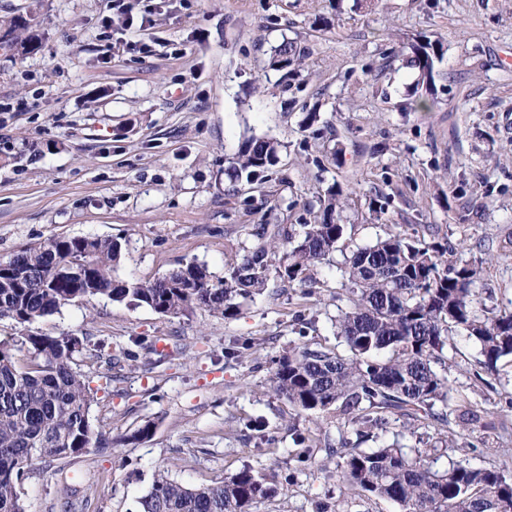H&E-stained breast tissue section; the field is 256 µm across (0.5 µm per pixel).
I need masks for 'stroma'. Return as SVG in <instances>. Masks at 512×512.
<instances>
[{"instance_id": "stroma-1", "label": "stroma", "mask_w": 512, "mask_h": 512, "mask_svg": "<svg viewBox=\"0 0 512 512\" xmlns=\"http://www.w3.org/2000/svg\"><path fill=\"white\" fill-rule=\"evenodd\" d=\"M144 29L119 0H0V34L29 25L34 51L0 50V258L59 237L118 240L119 277L152 280L196 262L215 275L250 247L252 224H311L343 190V241L309 288L271 275L236 315H165L78 299L0 340L71 335L94 391L90 419L118 446L40 462L20 484L25 512H134L154 474L192 487L245 468L278 495L257 512H400L318 466L334 419L297 412L270 387L275 357L333 347L347 291L336 267L389 231L447 245L475 268L483 302L512 310V0H141ZM111 28H103L104 18ZM294 42L290 65L273 48ZM441 47L431 90L417 89L413 44ZM252 137L280 142L263 180L229 167ZM380 215H373L374 207ZM141 343L138 360L108 369ZM238 357H230V350ZM477 345L448 340L455 403L433 468L466 460L512 477V362L483 375ZM263 417L262 444L245 423ZM151 435L124 445L144 424ZM303 432L305 444L294 441Z\"/></svg>"}]
</instances>
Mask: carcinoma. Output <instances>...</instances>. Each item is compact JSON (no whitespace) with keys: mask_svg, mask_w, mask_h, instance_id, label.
<instances>
[{"mask_svg":"<svg viewBox=\"0 0 512 512\" xmlns=\"http://www.w3.org/2000/svg\"><path fill=\"white\" fill-rule=\"evenodd\" d=\"M5 44L17 51L32 46L31 36L13 24ZM413 66L422 83L434 82L438 51L431 42L412 47ZM295 46L283 40L273 64H290ZM280 144L269 138L246 140L232 168L250 181L273 166ZM342 190L333 185L313 224H252L253 246L242 258L212 274L195 262L154 280L115 276L122 250L112 239L63 237L0 261V319L31 324L78 298L105 296L146 305L165 315L197 309L226 318L267 286L271 271L292 285L311 286L320 264L329 260L345 233ZM284 254L279 266L273 260ZM448 248L436 242L390 232L357 248L340 276L349 284L350 306L334 320L347 354L308 345L294 347L275 362L273 392L307 414L327 415L352 426L359 438H378L388 429L387 413L435 425L448 424V336L473 341L486 372L512 357V311L494 312L482 303L478 270L444 259ZM33 364L18 363L15 346L0 340V512H25L17 487L42 459L65 460L109 442L89 417L93 396L84 375L72 367L84 345L72 336L29 334ZM329 455L339 461L331 477L401 512H512V479L493 468L452 463L436 471L427 450L418 447L358 448L339 435ZM278 494L276 484L244 469L219 485L188 488L164 473L154 477L137 501L138 512H253Z\"/></svg>","mask_w":512,"mask_h":512,"instance_id":"obj_1","label":"carcinoma"}]
</instances>
